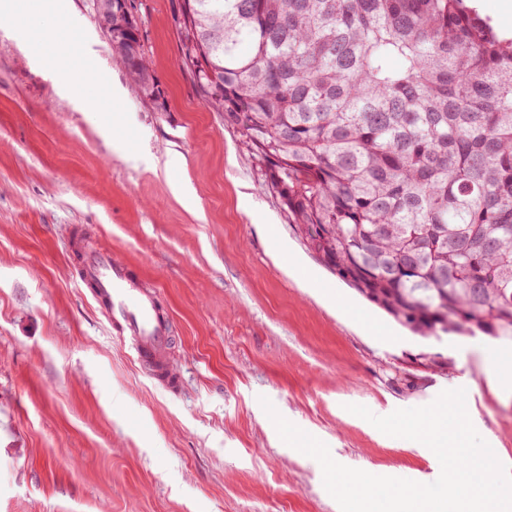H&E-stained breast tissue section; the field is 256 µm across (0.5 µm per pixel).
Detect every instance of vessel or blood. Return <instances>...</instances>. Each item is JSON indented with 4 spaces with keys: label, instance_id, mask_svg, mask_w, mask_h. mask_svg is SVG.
<instances>
[{
    "label": "vessel or blood",
    "instance_id": "b4317fda",
    "mask_svg": "<svg viewBox=\"0 0 512 512\" xmlns=\"http://www.w3.org/2000/svg\"><path fill=\"white\" fill-rule=\"evenodd\" d=\"M79 280L105 304L111 326L129 340L137 359L150 367L154 379L166 388L176 387L166 366L173 326L159 294L146 289L111 249L92 244L81 249Z\"/></svg>",
    "mask_w": 512,
    "mask_h": 512
}]
</instances>
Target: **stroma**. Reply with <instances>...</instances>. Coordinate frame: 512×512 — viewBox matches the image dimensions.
I'll return each instance as SVG.
<instances>
[{"mask_svg":"<svg viewBox=\"0 0 512 512\" xmlns=\"http://www.w3.org/2000/svg\"><path fill=\"white\" fill-rule=\"evenodd\" d=\"M65 4L69 20L32 49L59 43L81 73L91 42L124 93L87 116L0 31V512H340L263 396L338 463L430 483L436 456L347 407L385 416L462 388L474 427L512 468V342L414 335L307 249L239 133L196 96L172 0H132L162 110L137 94L89 0ZM75 236L159 291L177 390L79 287ZM281 241L301 271L280 262ZM331 290L392 341L354 324Z\"/></svg>","mask_w":512,"mask_h":512,"instance_id":"stroma-1","label":"stroma"}]
</instances>
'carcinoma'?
<instances>
[{
  "label": "carcinoma",
  "instance_id": "cac0c4a2",
  "mask_svg": "<svg viewBox=\"0 0 512 512\" xmlns=\"http://www.w3.org/2000/svg\"><path fill=\"white\" fill-rule=\"evenodd\" d=\"M115 41L163 91L121 0ZM181 65L319 260L419 336L512 340V37L467 0H178Z\"/></svg>",
  "mask_w": 512,
  "mask_h": 512
}]
</instances>
